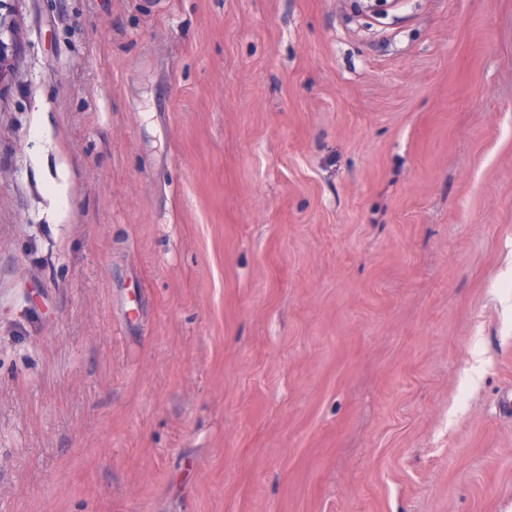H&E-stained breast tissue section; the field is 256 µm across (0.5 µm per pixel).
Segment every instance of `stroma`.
<instances>
[{
	"label": "stroma",
	"instance_id": "stroma-1",
	"mask_svg": "<svg viewBox=\"0 0 512 512\" xmlns=\"http://www.w3.org/2000/svg\"><path fill=\"white\" fill-rule=\"evenodd\" d=\"M10 11L0 512H512V0Z\"/></svg>",
	"mask_w": 512,
	"mask_h": 512
}]
</instances>
